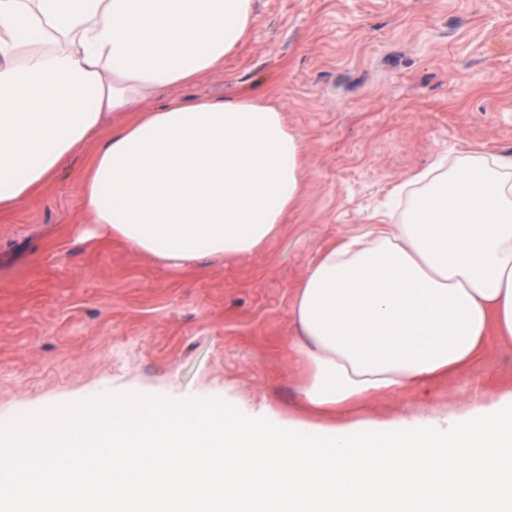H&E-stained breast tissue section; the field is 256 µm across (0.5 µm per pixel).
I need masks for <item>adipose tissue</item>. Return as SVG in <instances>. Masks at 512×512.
<instances>
[{"label":"adipose tissue","instance_id":"1","mask_svg":"<svg viewBox=\"0 0 512 512\" xmlns=\"http://www.w3.org/2000/svg\"><path fill=\"white\" fill-rule=\"evenodd\" d=\"M255 21V0H0V213L113 115L83 185L84 235L174 268L252 255L301 194L302 140L268 99L178 93ZM510 180L512 158L440 159L412 178L400 223L309 268L291 360L322 421L230 397L79 400L0 439L20 471L0 512H512V393L450 415L351 414L512 339ZM103 408L117 418L102 446L60 465L58 430Z\"/></svg>","mask_w":512,"mask_h":512}]
</instances>
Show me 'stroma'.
I'll use <instances>...</instances> for the list:
<instances>
[{
	"instance_id": "1",
	"label": "stroma",
	"mask_w": 512,
	"mask_h": 512,
	"mask_svg": "<svg viewBox=\"0 0 512 512\" xmlns=\"http://www.w3.org/2000/svg\"><path fill=\"white\" fill-rule=\"evenodd\" d=\"M217 73L181 99L272 100L303 141L304 185L276 237L237 260L158 265L80 240L102 137L0 214V425L101 393L178 405L231 396L303 412L288 361L309 267L345 238L396 224L397 188L441 156L512 157V0H256ZM512 391V340L448 378L362 407L385 419Z\"/></svg>"
}]
</instances>
